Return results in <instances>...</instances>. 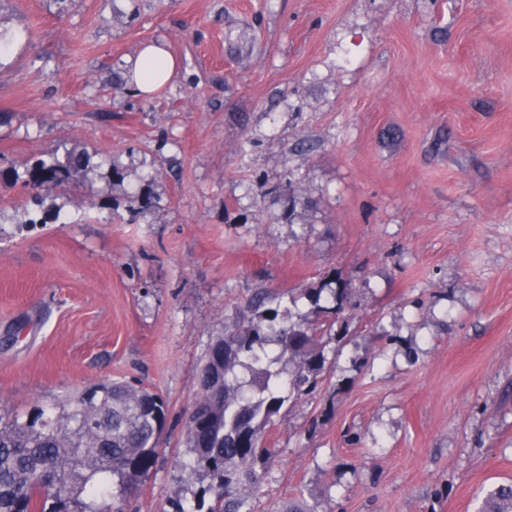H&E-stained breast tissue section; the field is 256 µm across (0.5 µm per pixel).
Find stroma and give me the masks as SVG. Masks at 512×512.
Listing matches in <instances>:
<instances>
[{"instance_id": "1", "label": "stroma", "mask_w": 512, "mask_h": 512, "mask_svg": "<svg viewBox=\"0 0 512 512\" xmlns=\"http://www.w3.org/2000/svg\"><path fill=\"white\" fill-rule=\"evenodd\" d=\"M0 33V170L89 158L45 224L0 182V409L159 394L123 507L167 512L215 338L341 283L251 512H480L512 481V0H0ZM150 43L178 69L144 98ZM160 61L161 65L157 64ZM156 67L152 68L151 64ZM127 83L140 96H148L162 89L174 76L176 63L165 48L159 45L146 46L128 70Z\"/></svg>"}]
</instances>
